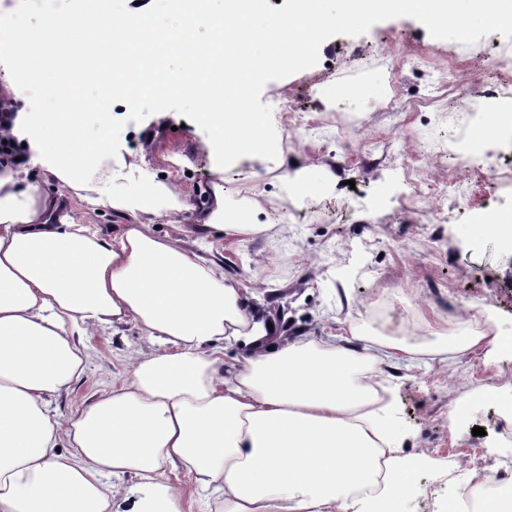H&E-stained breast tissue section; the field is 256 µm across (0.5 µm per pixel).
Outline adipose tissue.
Masks as SVG:
<instances>
[{
  "instance_id": "ef3b65f1",
  "label": "adipose tissue",
  "mask_w": 512,
  "mask_h": 512,
  "mask_svg": "<svg viewBox=\"0 0 512 512\" xmlns=\"http://www.w3.org/2000/svg\"><path fill=\"white\" fill-rule=\"evenodd\" d=\"M406 12L456 43L471 17L512 25V0H290L284 14L258 0H166L160 9L113 0L98 18L51 9L42 35L0 46V66L30 81L45 76V35L61 29L74 56L120 58L49 89L74 112L19 110L16 82L0 81V108L15 113L0 136L29 152L28 164H0V512H182L176 471L215 512H408L428 457L406 452L391 394L373 376L413 364L417 350L353 328L271 334L254 291L155 234L153 224L171 223L186 204L175 184L116 156L109 117L116 98L130 110L153 95L186 98L200 104L217 159L250 152L267 142L265 119L226 111L224 87L256 84L271 65L295 67L338 23ZM202 25L206 45L193 38ZM87 110L99 123L92 145L83 142ZM31 164L56 192L30 181ZM224 195L214 185L205 227L227 239L264 232L246 213L229 215ZM101 211L126 225L103 236ZM129 319L145 343L123 383L58 415L53 398L85 370L82 334ZM231 343L246 349L235 364L224 360ZM480 349L494 363L512 354V334L450 336L435 353L450 364ZM125 475L135 484H119ZM492 482L469 475L445 512L468 500L475 512H506Z\"/></svg>"
}]
</instances>
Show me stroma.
Returning a JSON list of instances; mask_svg holds the SVG:
<instances>
[{
  "instance_id": "1",
  "label": "stroma",
  "mask_w": 512,
  "mask_h": 512,
  "mask_svg": "<svg viewBox=\"0 0 512 512\" xmlns=\"http://www.w3.org/2000/svg\"><path fill=\"white\" fill-rule=\"evenodd\" d=\"M326 46L291 70L271 69L245 102L266 113L271 140L288 150L266 149L227 157L216 168L211 133L187 100L149 97L135 111L112 105V137L124 159L176 183L190 209L179 227L160 225L159 236L180 239L201 257L222 264L244 288L264 289L269 313L289 337L315 329L354 327L418 346L467 331V311L485 310L491 332H512V239L474 225L498 210H512V183L496 170L512 159V130L488 134V114L506 111L507 100L484 102L480 88L512 81V69L494 70L486 60L493 45L512 43V27H477L462 43L436 38L411 13H382L360 24L328 30ZM466 91L474 113L458 111L449 86ZM343 128H336V121ZM153 139L151 149L138 144ZM310 164L339 172L343 185L314 183L303 193L281 180L289 149ZM448 178L466 196L439 205L408 207L412 180ZM253 187V204L235 192ZM227 188L231 213L251 210L268 233L227 242L198 218L215 183ZM144 332L134 320L95 330L86 367L55 402L68 416L101 390L120 384L130 351ZM394 416L418 446L443 461L454 448L468 449L467 470L506 480L512 442L499 444L498 406L473 397L465 417L450 423L448 411L463 392L483 386L512 389V357L484 369L468 354L450 367L428 360L389 372ZM484 435L473 436V427Z\"/></svg>"
}]
</instances>
